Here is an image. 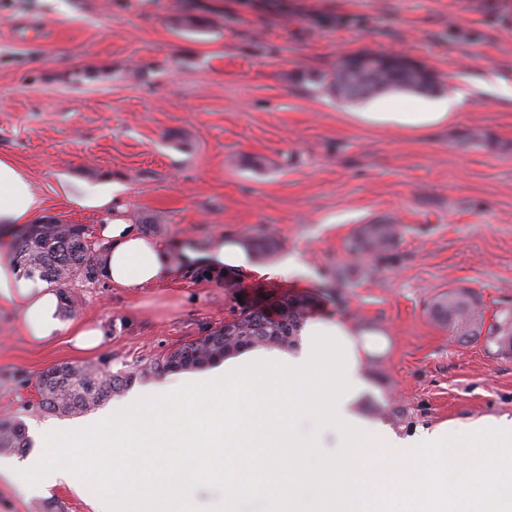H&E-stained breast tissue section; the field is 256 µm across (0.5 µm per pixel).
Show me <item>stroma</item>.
I'll use <instances>...</instances> for the list:
<instances>
[{
    "instance_id": "1",
    "label": "stroma",
    "mask_w": 512,
    "mask_h": 512,
    "mask_svg": "<svg viewBox=\"0 0 512 512\" xmlns=\"http://www.w3.org/2000/svg\"><path fill=\"white\" fill-rule=\"evenodd\" d=\"M197 26H187V19ZM359 51L398 53L435 72V92L344 102L314 85ZM466 92L458 116L429 126L390 112H436ZM42 200L43 216L100 240L108 208L76 199L117 185L130 224L157 215L155 239L199 247L265 232L276 252L255 269L122 288L71 287L65 321L106 336L79 354L22 337L0 305V421L85 430L123 400L56 416L35 381L71 363L148 390L145 363L230 318L238 301L313 295L337 315L384 332L364 413L410 434L422 426L512 417V349L470 339L432 316L441 294L467 288L484 323L512 311V0H0V157ZM400 226L379 256L354 251L362 225ZM294 256L306 278L268 277ZM0 512H95L65 486L25 498L0 477Z\"/></svg>"
}]
</instances>
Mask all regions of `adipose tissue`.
<instances>
[{"label": "adipose tissue", "instance_id": "ef3b65f1", "mask_svg": "<svg viewBox=\"0 0 512 512\" xmlns=\"http://www.w3.org/2000/svg\"><path fill=\"white\" fill-rule=\"evenodd\" d=\"M112 199L100 191L80 200L112 208L101 230L112 284L169 283L202 264L229 275L254 267L244 238H218L203 252L186 241L172 249L136 231ZM41 207L25 175L0 158V225L28 223ZM0 302L20 308L32 345L63 333L83 352L101 343L100 328L62 321L55 289L32 287L5 258ZM298 336L293 350L231 352L170 377L158 396H128L104 417L94 461L76 462L71 437L49 427L44 453L0 458V475L31 496L81 490L96 512H197L198 494L211 485L224 490L223 512H244L250 501L263 512H512V418L400 436L361 412L364 365L385 350L382 333L320 310Z\"/></svg>", "mask_w": 512, "mask_h": 512}]
</instances>
